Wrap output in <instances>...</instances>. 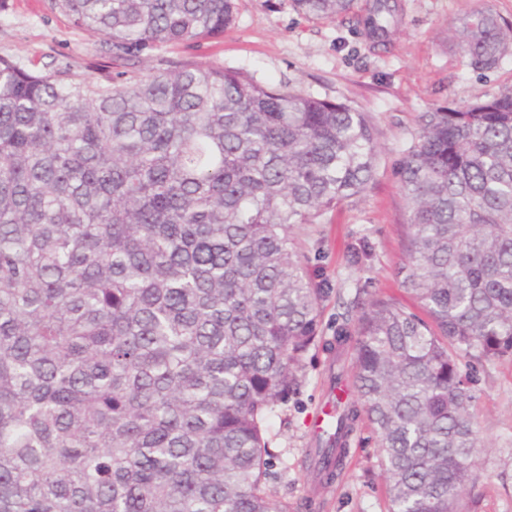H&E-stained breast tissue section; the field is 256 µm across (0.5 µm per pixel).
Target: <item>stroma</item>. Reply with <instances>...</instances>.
<instances>
[{"mask_svg": "<svg viewBox=\"0 0 512 512\" xmlns=\"http://www.w3.org/2000/svg\"><path fill=\"white\" fill-rule=\"evenodd\" d=\"M372 4L355 0L349 14L321 22L297 13L291 0H235V21L222 37L166 43L149 55L117 61L111 41L74 27L46 0H0V56L27 68L126 81L152 70L216 66L344 102L371 117L378 162L367 193L291 233V247L325 294L320 339L304 360L301 383L268 422L276 454L268 484L288 512H388L368 422H360L340 477L325 481L313 467L319 446L313 424L328 409L336 371L330 344L351 301L401 294L409 208L396 170L419 131L420 115L512 87V52L494 70L481 71L469 65L454 38L460 20L486 4L512 21V0H398V23L385 52L372 50L364 34ZM469 372L481 449L479 479L463 501L464 512H512V360H474Z\"/></svg>", "mask_w": 512, "mask_h": 512, "instance_id": "obj_1", "label": "stroma"}]
</instances>
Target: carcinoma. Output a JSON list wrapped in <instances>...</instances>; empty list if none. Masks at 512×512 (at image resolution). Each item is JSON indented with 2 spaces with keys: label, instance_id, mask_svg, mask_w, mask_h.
Listing matches in <instances>:
<instances>
[{
  "label": "carcinoma",
  "instance_id": "cac0c4a2",
  "mask_svg": "<svg viewBox=\"0 0 512 512\" xmlns=\"http://www.w3.org/2000/svg\"><path fill=\"white\" fill-rule=\"evenodd\" d=\"M119 59L218 38L233 0H47ZM354 0H292L312 20ZM396 5L364 19L386 43ZM491 70L512 25L456 30ZM370 116L193 67L129 81L0 56V512H288L267 485V421L319 341L323 290L289 247L363 195ZM400 289L336 331L339 477L359 420L389 512H461L476 480L460 358H512V88L421 115L400 167Z\"/></svg>",
  "mask_w": 512,
  "mask_h": 512
}]
</instances>
